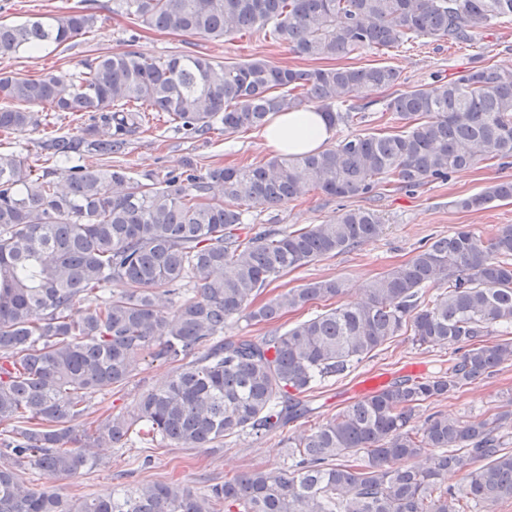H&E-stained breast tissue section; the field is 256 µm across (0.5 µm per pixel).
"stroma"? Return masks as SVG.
Masks as SVG:
<instances>
[{"instance_id":"stroma-1","label":"stroma","mask_w":512,"mask_h":512,"mask_svg":"<svg viewBox=\"0 0 512 512\" xmlns=\"http://www.w3.org/2000/svg\"><path fill=\"white\" fill-rule=\"evenodd\" d=\"M82 8L96 17L90 32L61 46L50 47L37 59L21 52L0 54V74L34 78L48 71L75 72L98 56L120 51H133L146 58L199 53L225 62L262 58L279 66L311 68L315 65L314 60L298 57L260 34L250 38L232 35L209 40L151 29L141 21L113 13L112 0H0V20L20 22ZM343 63L355 67L392 66L400 72L408 88L428 85L438 77L452 79L479 64L512 69V22L480 33L470 44H451L424 37L396 48L365 49L344 58ZM388 95L385 89L365 92V99L371 103L369 110L361 119L336 125L333 141L358 134L393 131L395 122L391 114L382 109ZM87 123L88 116L83 112H52L36 130L0 136V152L27 156L29 164L33 165L41 152L42 140L80 134ZM269 157L257 128L232 135L215 130L205 136L190 137L161 123L131 137L124 152L112 159L88 155L84 162L102 167L110 163L122 166L135 181H162L169 173L177 174L189 168L202 173L217 166L263 163ZM507 179L512 180V164L504 166L491 160L453 173L448 181L411 190L394 182L381 185L369 202L359 197L344 201L311 192L277 207L254 208L251 219L255 224L291 229L319 224L336 216L341 209L365 205L376 209L385 223V230L378 239L283 274L270 282L263 296L268 299L312 280L339 278L347 288L344 302L360 301L368 281L409 260L424 243L451 234L464 225L485 236L493 227L512 224V203L500 202L479 212L457 205L458 199ZM448 355V349L428 351L413 345L409 336L395 337L351 372L325 383L318 391L316 413L289 424L284 431L268 435L242 432L226 437L223 444L211 449L178 448L158 439L137 443L132 448H103L95 467L57 481L55 488L73 502L105 497L113 490L147 482L178 481L200 494L213 484L253 469L287 470L292 463L286 448L287 438L322 424L327 417L360 398V387L367 378L385 375L395 380L406 376L414 365L427 371L435 361ZM177 369V363L171 361L142 360L135 376L123 388L90 394L91 417H98L107 409L115 414L130 411L142 393L160 385ZM511 400L512 364L507 363L488 378L423 404L416 411V420L424 422L428 415L437 411L463 418L491 415L506 408Z\"/></svg>"}]
</instances>
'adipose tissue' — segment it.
Segmentation results:
<instances>
[{
	"instance_id": "adipose-tissue-1",
	"label": "adipose tissue",
	"mask_w": 512,
	"mask_h": 512,
	"mask_svg": "<svg viewBox=\"0 0 512 512\" xmlns=\"http://www.w3.org/2000/svg\"><path fill=\"white\" fill-rule=\"evenodd\" d=\"M333 132L324 114L310 107L275 114L265 126L262 137L270 151L295 154L322 149Z\"/></svg>"
}]
</instances>
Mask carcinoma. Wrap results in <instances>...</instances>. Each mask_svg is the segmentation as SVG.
<instances>
[{
    "mask_svg": "<svg viewBox=\"0 0 512 512\" xmlns=\"http://www.w3.org/2000/svg\"><path fill=\"white\" fill-rule=\"evenodd\" d=\"M112 12L206 39L263 31L320 60L419 37L470 41L512 21V0H114ZM94 23L84 11L1 22L0 54L34 57ZM401 85L389 65L297 69L131 51L99 56L77 73L0 74L1 132L38 128L46 108L90 120L80 135L41 144L54 162L70 164L61 180L0 152V456L58 479L97 462L91 449L140 435L214 448L313 413L319 384L394 336L407 333L424 349L454 347L448 366L391 382L289 438L293 464L284 472L248 471L202 495L179 482L148 483L69 502L21 486L0 463V512H489L512 499V451L502 434L512 410L466 420L437 411L413 425L423 403L512 361V224L486 238L462 227L435 239L367 282L359 304L338 302L258 339L224 336L236 317L270 325L337 300L345 293L339 279L258 298L276 277L384 231L364 207L295 230L258 228L250 209L312 190L344 199L393 181L416 188L512 159V71L478 65L422 88ZM375 88L393 90L383 111L400 131L159 183L135 182L119 165L73 164L122 152L151 112L193 137L260 127L310 103L336 126L366 111L360 94ZM500 201H512V180L457 205L481 211ZM113 282L124 285L118 295L107 293ZM431 284L444 289L427 299ZM499 333L509 338L492 340ZM147 355L182 365L133 411L89 420L87 394L125 386ZM450 473L461 481L448 483ZM334 301L335 300L329 302L317 301L316 303L309 305L303 310L288 312L284 314L274 326L280 327L282 331L286 330L293 326L295 323L307 319L314 314L320 313L323 310H326L329 308L326 305Z\"/></svg>",
    "mask_w": 512,
    "mask_h": 512,
    "instance_id": "1",
    "label": "carcinoma"
}]
</instances>
